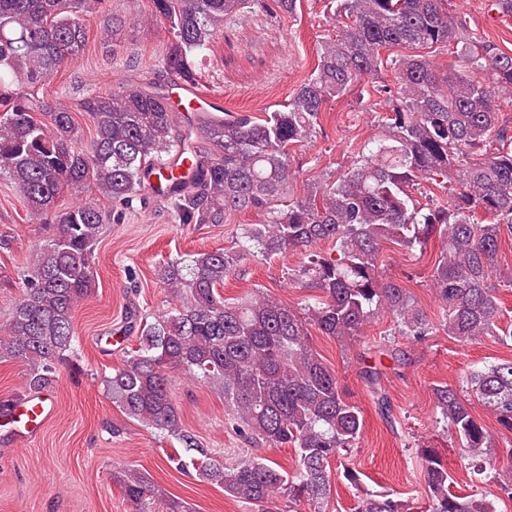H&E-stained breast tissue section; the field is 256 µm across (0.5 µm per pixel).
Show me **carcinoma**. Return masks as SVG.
<instances>
[{
	"label": "carcinoma",
	"instance_id": "1",
	"mask_svg": "<svg viewBox=\"0 0 512 512\" xmlns=\"http://www.w3.org/2000/svg\"><path fill=\"white\" fill-rule=\"evenodd\" d=\"M151 16L171 35L157 67L201 81L197 61L242 10L270 18L297 10V0H149ZM336 35L326 39L310 76L281 108L259 118L250 112H203L189 119L159 87L128 84L91 94L77 110L44 96L84 53L89 23L102 18L100 40L112 43L126 25L110 0H0V176L15 184L29 217L53 228L35 248L29 274L0 330V360L25 366L24 385L0 394V410L40 393L62 367L76 370L79 338L74 312L96 288L93 251L111 212L92 201L60 204L65 189L94 187L114 205L146 198L145 178L158 174L178 224H222L226 214L253 210L264 219L244 229L247 249L272 257L329 242L336 256L312 253L290 282L320 291L298 310L268 294L228 303L224 278L242 255L220 249L189 254L163 265L158 277L173 306L144 325L138 347L106 379L126 416L150 426L180 448L176 467L224 489L251 512H270L286 498L318 505L332 487V461L359 440L363 416L348 400L335 370L312 348L309 327L351 342L380 314L398 333L419 341L432 329L410 288L376 269L383 244L425 248L441 241L432 270L442 327L460 343L493 336L512 343L501 328L498 289L503 236L512 237V137L499 110L512 102V53L477 38L466 17L448 13V0H336ZM456 48L445 69L414 49ZM410 50L392 61L398 87L378 120L380 135L336 179L313 183L285 209L275 203L289 191L290 147L321 126L330 102L379 79L382 52ZM93 128L88 148L78 145L76 112ZM184 155L179 171L168 166ZM448 188L446 204H421L412 195L421 180ZM405 360L403 349L367 346ZM212 385L237 430L275 448H291L293 473L273 461L225 467L211 461L183 426L171 394L170 372ZM378 406L387 397L381 373L361 368ZM473 397L512 433V360L466 376ZM435 407L476 462L492 448L490 429L452 385L433 389ZM428 512H497L493 501L448 488V469L431 448L420 449ZM132 512H193L144 473L119 477ZM355 512H411L408 502L370 490Z\"/></svg>",
	"mask_w": 512,
	"mask_h": 512
}]
</instances>
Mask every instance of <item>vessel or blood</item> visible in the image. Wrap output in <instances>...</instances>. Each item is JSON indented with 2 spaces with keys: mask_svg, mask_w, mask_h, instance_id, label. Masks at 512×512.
Segmentation results:
<instances>
[{
  "mask_svg": "<svg viewBox=\"0 0 512 512\" xmlns=\"http://www.w3.org/2000/svg\"><path fill=\"white\" fill-rule=\"evenodd\" d=\"M170 98L185 112H211L222 110L224 100L220 94L201 85L174 79L170 85ZM56 401L47 393L30 395L13 401L0 414V428L18 445L38 437L53 420Z\"/></svg>",
  "mask_w": 512,
  "mask_h": 512,
  "instance_id": "obj_1",
  "label": "vessel or blood"
}]
</instances>
